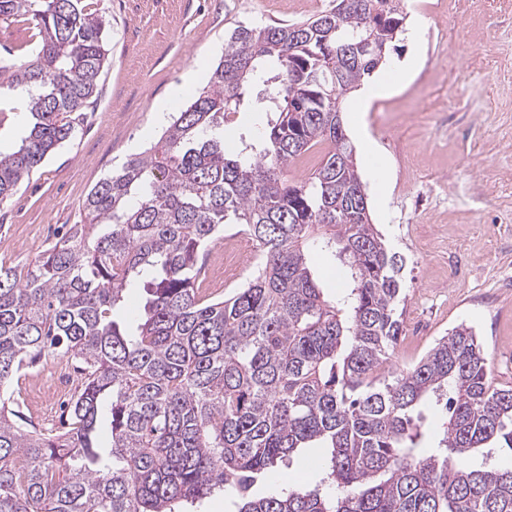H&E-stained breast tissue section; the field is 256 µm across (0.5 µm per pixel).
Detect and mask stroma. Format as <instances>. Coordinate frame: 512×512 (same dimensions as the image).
<instances>
[{
    "instance_id": "stroma-1",
    "label": "stroma",
    "mask_w": 512,
    "mask_h": 512,
    "mask_svg": "<svg viewBox=\"0 0 512 512\" xmlns=\"http://www.w3.org/2000/svg\"><path fill=\"white\" fill-rule=\"evenodd\" d=\"M109 22L99 95L75 137L0 207V263L27 267L86 221L89 190L165 130L166 112L202 90L187 74L213 68L242 23L291 24L329 0H86ZM406 32L377 77L411 82L364 114L390 174L386 211L371 216L405 261V368L458 324L472 326L496 385L512 386V0H405ZM248 91L224 146L257 143L261 113ZM308 448L251 492L317 480Z\"/></svg>"
}]
</instances>
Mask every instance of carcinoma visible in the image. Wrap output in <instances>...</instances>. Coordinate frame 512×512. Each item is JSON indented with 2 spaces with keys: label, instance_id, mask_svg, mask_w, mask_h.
I'll return each mask as SVG.
<instances>
[{
  "label": "carcinoma",
  "instance_id": "obj_1",
  "mask_svg": "<svg viewBox=\"0 0 512 512\" xmlns=\"http://www.w3.org/2000/svg\"><path fill=\"white\" fill-rule=\"evenodd\" d=\"M403 0H333L315 19L239 25L207 87L159 139L98 181L88 224H73L24 271L0 262V512H196L216 492L233 512H512V468L470 456L512 450V388L493 382L475 330L459 324L411 367H387L403 333V258L372 224L346 132L345 100L381 65L359 43L395 48ZM33 46L0 53V131L22 116L18 149L0 151V205L84 121L108 59V21L83 0H0ZM275 68L262 69L266 60ZM253 81L272 85L263 148L224 149V124ZM325 150L305 180L288 167ZM235 224L261 253L225 298L201 288L203 255ZM346 269L330 298L310 255ZM148 280L129 328L126 291ZM79 385L60 431L23 412L15 383L48 357ZM443 413L425 451L424 410ZM109 413L112 442L97 431ZM303 448H327L313 486L250 488Z\"/></svg>",
  "mask_w": 512,
  "mask_h": 512
}]
</instances>
